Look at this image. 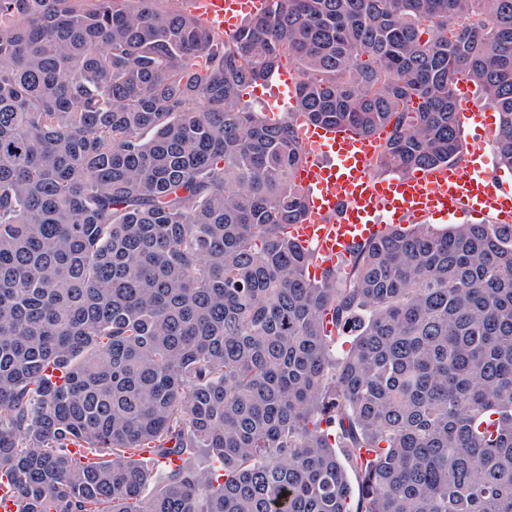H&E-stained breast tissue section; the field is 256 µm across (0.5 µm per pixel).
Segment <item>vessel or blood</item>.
I'll list each match as a JSON object with an SVG mask.
<instances>
[{"label":"vessel or blood","mask_w":512,"mask_h":512,"mask_svg":"<svg viewBox=\"0 0 512 512\" xmlns=\"http://www.w3.org/2000/svg\"><path fill=\"white\" fill-rule=\"evenodd\" d=\"M189 13L217 37L233 36L249 18L263 15L268 0H182ZM307 152L295 173L306 197V215L291 224L292 241L313 250L317 269L348 258L354 243L379 237L390 224L462 216L512 223V190L501 187L480 148L463 162L425 167L408 174L375 175L379 136L346 126L304 123Z\"/></svg>","instance_id":"vessel-or-blood-1"}]
</instances>
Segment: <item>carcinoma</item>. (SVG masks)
Instances as JSON below:
<instances>
[{"mask_svg":"<svg viewBox=\"0 0 512 512\" xmlns=\"http://www.w3.org/2000/svg\"><path fill=\"white\" fill-rule=\"evenodd\" d=\"M130 2L0 0L21 512H512V224L392 226L312 280L297 127L242 98L292 56L300 115L408 173L460 154L463 74L512 169V0H269L227 39ZM199 451L223 482L154 473Z\"/></svg>","mask_w":512,"mask_h":512,"instance_id":"cac0c4a2","label":"carcinoma"}]
</instances>
